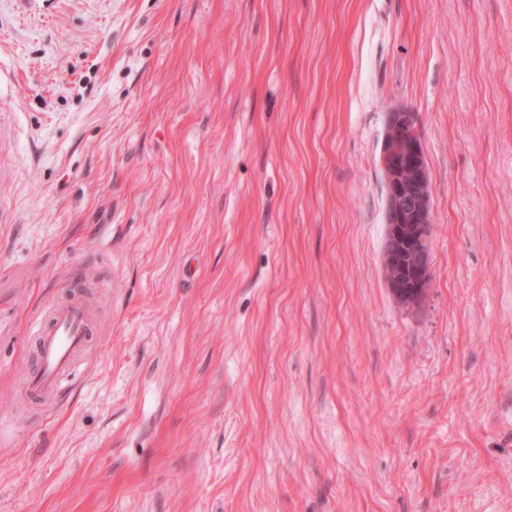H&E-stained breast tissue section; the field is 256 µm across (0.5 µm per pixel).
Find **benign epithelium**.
<instances>
[{
    "label": "benign epithelium",
    "instance_id": "obj_1",
    "mask_svg": "<svg viewBox=\"0 0 512 512\" xmlns=\"http://www.w3.org/2000/svg\"><path fill=\"white\" fill-rule=\"evenodd\" d=\"M379 165L389 208L383 266L393 295L409 307L423 298L432 277L431 251L424 247L432 224V185L412 113L390 115ZM404 242L414 244L405 267L395 259L398 245Z\"/></svg>",
    "mask_w": 512,
    "mask_h": 512
}]
</instances>
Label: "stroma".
<instances>
[{
  "instance_id": "stroma-1",
  "label": "stroma",
  "mask_w": 512,
  "mask_h": 512,
  "mask_svg": "<svg viewBox=\"0 0 512 512\" xmlns=\"http://www.w3.org/2000/svg\"><path fill=\"white\" fill-rule=\"evenodd\" d=\"M0 207V512H512V0H0ZM77 269L56 408L19 383ZM379 165L384 176L389 208L383 266L389 288L404 306L416 305L431 285V250L424 247L432 224V185L424 147L412 112H392ZM403 242L414 243L405 269L395 259ZM408 282L412 288L407 290Z\"/></svg>"
}]
</instances>
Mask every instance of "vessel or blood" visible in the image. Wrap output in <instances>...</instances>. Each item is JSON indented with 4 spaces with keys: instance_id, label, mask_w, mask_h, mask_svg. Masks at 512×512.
<instances>
[{
    "instance_id": "b4317fda",
    "label": "vessel or blood",
    "mask_w": 512,
    "mask_h": 512,
    "mask_svg": "<svg viewBox=\"0 0 512 512\" xmlns=\"http://www.w3.org/2000/svg\"><path fill=\"white\" fill-rule=\"evenodd\" d=\"M67 285V295L57 298L47 310L46 322L36 326L39 363L21 385L22 392L41 396L53 405L62 401L65 388L61 381L90 349L96 331L85 295V275H71Z\"/></svg>"
}]
</instances>
